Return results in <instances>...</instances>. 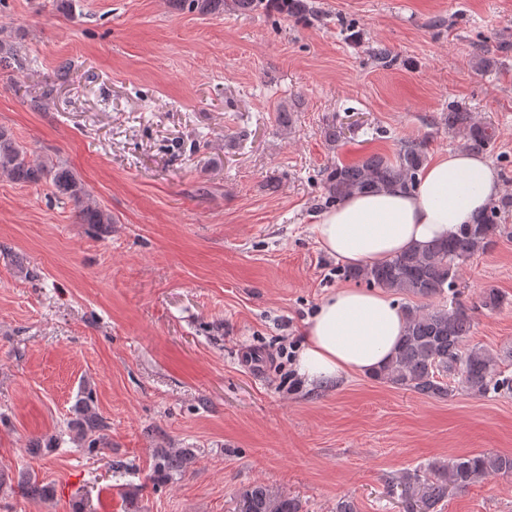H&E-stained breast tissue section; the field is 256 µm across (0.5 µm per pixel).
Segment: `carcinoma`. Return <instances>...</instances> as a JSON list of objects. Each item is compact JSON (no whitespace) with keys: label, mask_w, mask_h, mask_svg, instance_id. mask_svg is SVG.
I'll use <instances>...</instances> for the list:
<instances>
[{"label":"carcinoma","mask_w":512,"mask_h":512,"mask_svg":"<svg viewBox=\"0 0 512 512\" xmlns=\"http://www.w3.org/2000/svg\"><path fill=\"white\" fill-rule=\"evenodd\" d=\"M177 9L203 15L224 13L226 6L241 14L263 11L268 14L307 18L312 13L309 0H169ZM11 59L23 65L17 44L0 36V60ZM448 131L460 138L470 152L491 150L496 131L491 124L475 119L470 112L452 110L445 118ZM426 153L420 143L402 144L390 159L373 153L362 160L340 164L326 178L330 202L361 193H378L392 187L412 191L416 177L425 165ZM18 184H50L55 195L74 204L82 224L103 226L112 223V214L94 201L77 175L65 163L50 159L34 163L27 149L7 129L0 127V175ZM499 207L491 205L475 224L463 225L457 234L425 247L413 248L380 262L339 270L345 278L369 288L424 299L428 304L404 307L403 332L386 365L373 377L395 388L446 399L457 390L480 398L490 393L512 391V378L500 369L499 358L468 340L472 328L469 309L456 303L454 288L460 266L471 256L487 251L498 232ZM509 299L495 288L480 293V307L495 311ZM453 376L451 386L444 377ZM77 435L89 445L101 442L105 422L95 411L92 395L76 404ZM190 463L184 452L162 451L157 455L158 472L181 473ZM490 476L512 477V456L474 453L448 459L445 464L430 463L424 469L406 473L390 485L401 490L407 512L418 508L434 512L450 491H464ZM240 512H302L301 502L262 484H254L240 495Z\"/></svg>","instance_id":"1"}]
</instances>
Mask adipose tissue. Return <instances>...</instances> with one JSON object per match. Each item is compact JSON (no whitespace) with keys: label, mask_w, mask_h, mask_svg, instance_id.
I'll list each match as a JSON object with an SVG mask.
<instances>
[{"label":"adipose tissue","mask_w":512,"mask_h":512,"mask_svg":"<svg viewBox=\"0 0 512 512\" xmlns=\"http://www.w3.org/2000/svg\"><path fill=\"white\" fill-rule=\"evenodd\" d=\"M501 191V178L489 159L448 151L426 163L414 191L356 194L318 214L316 241L351 266L381 261L476 223ZM403 323V310L385 293L337 289L307 323L298 370L318 382L374 373L391 358Z\"/></svg>","instance_id":"1"}]
</instances>
